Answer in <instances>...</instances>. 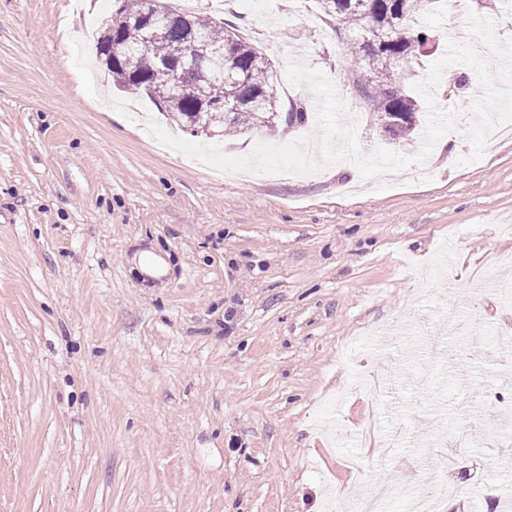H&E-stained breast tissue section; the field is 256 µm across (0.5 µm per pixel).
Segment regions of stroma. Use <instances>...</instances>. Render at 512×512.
Returning a JSON list of instances; mask_svg holds the SVG:
<instances>
[{"mask_svg":"<svg viewBox=\"0 0 512 512\" xmlns=\"http://www.w3.org/2000/svg\"><path fill=\"white\" fill-rule=\"evenodd\" d=\"M73 2L0 0V512H346L411 460L413 493L460 490L440 512H499L512 463L472 435L512 409V359L440 323L512 334L496 291L462 290L512 281V134L460 165L461 88L438 101L457 130L422 165L224 182L162 148L145 124L176 118L96 62L112 0ZM193 11L241 19L277 75L300 52L363 153L420 151L423 129L394 141L362 109L312 0ZM470 11L512 38L505 0L438 2L417 18L436 37L418 78ZM315 130L194 141L244 156ZM374 415L403 429L397 455L359 443Z\"/></svg>","mask_w":512,"mask_h":512,"instance_id":"35a3bbf8","label":"stroma"}]
</instances>
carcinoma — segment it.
Returning a JSON list of instances; mask_svg holds the SVG:
<instances>
[{"label": "carcinoma", "instance_id": "cac0c4a2", "mask_svg": "<svg viewBox=\"0 0 512 512\" xmlns=\"http://www.w3.org/2000/svg\"><path fill=\"white\" fill-rule=\"evenodd\" d=\"M350 0H314L319 14L331 28L341 26L358 39L374 22L391 30L389 41L378 52L362 53L355 42H346L349 52L345 74L357 89H377L364 96L368 111L378 122L397 112L400 123L390 130L395 139H407L418 122L419 103L409 89L412 66L425 56V50L435 42L431 30L415 23L414 17L424 6L435 0H396L398 12H393L387 0H366L368 7L355 10ZM141 0H116L112 11V37L120 41L125 55L106 62L103 48L110 38L97 42L103 65L112 74L115 84L123 89L144 92L156 106L184 122V126H209L228 133L237 130H261L279 126L286 130L309 123V110L304 104H290L282 112L263 100V95L275 93V76L268 59L249 39L238 34L228 23L216 22L181 12H168L164 18L167 35L179 41L190 35L186 20H191L196 32V54L203 56L218 45H227L233 58L238 83L222 78L204 82L203 91L195 95L168 89L169 73L164 68L148 66L144 27L129 24L126 19L138 15ZM229 101L236 103L233 112L224 111Z\"/></svg>", "mask_w": 512, "mask_h": 512}]
</instances>
